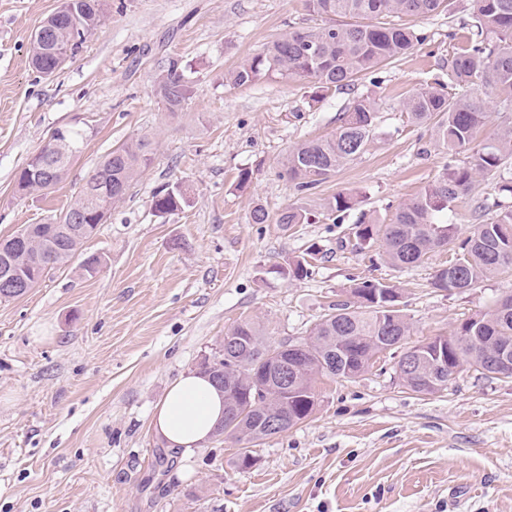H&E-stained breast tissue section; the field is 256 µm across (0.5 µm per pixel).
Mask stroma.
Masks as SVG:
<instances>
[{
    "label": "stroma",
    "instance_id": "stroma-1",
    "mask_svg": "<svg viewBox=\"0 0 512 512\" xmlns=\"http://www.w3.org/2000/svg\"><path fill=\"white\" fill-rule=\"evenodd\" d=\"M60 3L0 0V240L57 223L112 148L146 136L155 155L79 257L0 299V512H512V377L467 364L430 395L404 386L388 353L356 378L317 377L311 416L253 446L217 434L185 456L151 428L167 388L220 356L241 319L273 342L304 338L353 284L377 280L400 293L415 345L512 293V271L465 292L434 287L451 249L404 270L351 237L362 213L390 222L441 169L443 148L402 104L417 88L447 85L449 36L465 34L470 0L418 21L425 41L364 79L377 133L309 196L283 177L282 161L335 131L345 95L316 100L294 81L224 83L276 36L319 24L305 0H104L103 24L45 76L30 43ZM172 57L192 84L175 116L153 94ZM65 126L84 145L63 181L19 194L20 169ZM244 170L252 179L241 189ZM174 183L191 206L154 216V192ZM343 189L364 203L340 223L286 231L274 221L289 204L316 209ZM258 204L268 223L251 222ZM313 244L311 277L278 274ZM90 256L100 260L91 274ZM243 453L256 465L240 468Z\"/></svg>",
    "mask_w": 512,
    "mask_h": 512
}]
</instances>
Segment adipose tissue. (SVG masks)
<instances>
[{
  "label": "adipose tissue",
  "mask_w": 512,
  "mask_h": 512,
  "mask_svg": "<svg viewBox=\"0 0 512 512\" xmlns=\"http://www.w3.org/2000/svg\"><path fill=\"white\" fill-rule=\"evenodd\" d=\"M224 416V396L195 372L181 375L154 413V432L166 447L192 454L215 433Z\"/></svg>",
  "instance_id": "adipose-tissue-1"
}]
</instances>
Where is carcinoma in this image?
Returning a JSON list of instances; mask_svg holds the SVG:
<instances>
[{
	"mask_svg": "<svg viewBox=\"0 0 512 512\" xmlns=\"http://www.w3.org/2000/svg\"><path fill=\"white\" fill-rule=\"evenodd\" d=\"M69 12L57 20L48 39L71 42L80 49L87 28L103 20L101 0H68ZM323 18L316 27L288 31L261 52L244 59L224 74L233 87L265 80H300L313 94L352 91L362 76L394 64L423 41L415 22L448 10V0H306ZM473 15L466 42L448 60V87L416 90L403 102L413 122L432 126L435 141L446 150L438 175L398 209L387 224L361 218L354 236L361 247L381 243L390 263L413 268L428 255L458 239V226L448 211L458 198L474 201L473 232L461 240L448 265L437 270L434 286L467 291L490 277L512 269V206L490 201L483 184L496 182L498 191L512 195V179L501 172L512 168V126L492 137L483 136L492 111L512 112V0H470ZM32 65L51 75L56 60L32 44ZM187 65L171 58L158 74L154 94L165 111H182L191 97ZM378 102L369 93H355L338 117L331 135L305 141L289 149L283 174L302 194L328 181L346 163L365 151L376 133ZM84 135L68 128L56 144L63 151L62 165L50 173L32 156L17 175L23 193L54 187L67 174L80 151ZM469 153L468 160L458 155ZM151 141L141 137L109 152L89 176L75 203L59 224H28L6 257H0V298H16L34 287L45 270L61 267L79 252L100 224L99 216L122 201L135 178L150 161ZM362 203L352 191H338L324 204L328 215L345 213ZM191 206L178 184L167 185L152 197L154 215L165 218ZM314 213L291 204L280 211L276 223L283 229L311 223ZM308 257L287 262L278 273L294 280L313 273ZM351 299L338 301L310 329L296 368L283 383L270 374L278 358H288L282 344L265 338L261 324L251 318L237 322L224 334V357L201 364L200 372L224 391V422L217 433L240 442L256 443L304 422L318 404L317 376L352 379L372 366L375 358L392 350L419 352L414 367L397 361L399 378L410 390L434 394L448 388L462 363L485 375L495 371L491 355L512 349V294L492 310L462 322L454 334L405 346L411 326L400 308L395 288L379 281H363L350 291Z\"/></svg>",
	"mask_w": 512,
	"mask_h": 512,
	"instance_id": "cac0c4a2",
	"label": "carcinoma"
}]
</instances>
